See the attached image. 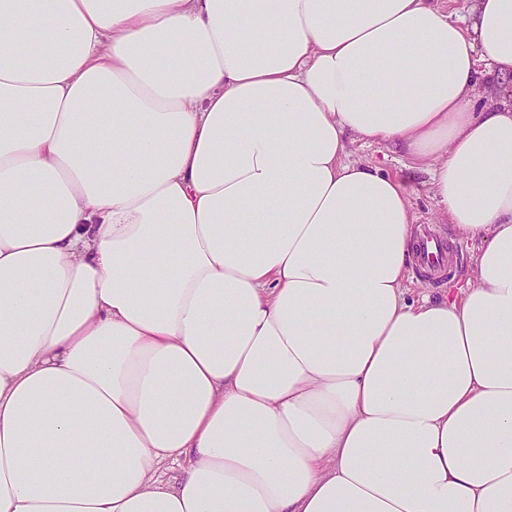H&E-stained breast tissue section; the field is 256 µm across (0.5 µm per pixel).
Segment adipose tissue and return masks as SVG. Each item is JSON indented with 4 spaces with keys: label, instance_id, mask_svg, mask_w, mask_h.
Listing matches in <instances>:
<instances>
[{
    "label": "adipose tissue",
    "instance_id": "obj_1",
    "mask_svg": "<svg viewBox=\"0 0 512 512\" xmlns=\"http://www.w3.org/2000/svg\"><path fill=\"white\" fill-rule=\"evenodd\" d=\"M510 75L512 0H0V512H512ZM343 160L376 168L385 175L404 177L411 189V203L416 217L415 229L417 230L420 224H429L444 234L455 248L451 272L442 279L433 280L426 277L418 270L413 258L408 264L403 283L404 299L407 303H420L426 296L432 300L439 299L441 288H447L451 278H467L480 243L458 238L452 225L441 218L440 208L432 197L431 176L427 169H408L407 166L412 162L400 148L392 144L369 143L354 137H348L345 141ZM443 283H446V286L442 287ZM417 265L434 272L446 271L448 266V242L439 234L425 231L414 245Z\"/></svg>",
    "mask_w": 512,
    "mask_h": 512
}]
</instances>
